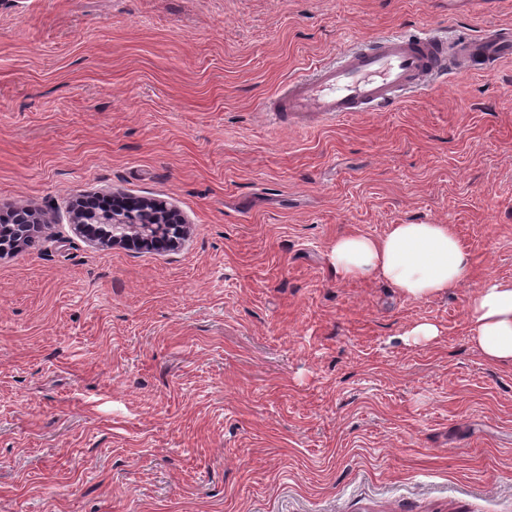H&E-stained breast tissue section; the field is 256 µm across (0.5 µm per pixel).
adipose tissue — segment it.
Listing matches in <instances>:
<instances>
[{
	"label": "adipose tissue",
	"instance_id": "obj_1",
	"mask_svg": "<svg viewBox=\"0 0 512 512\" xmlns=\"http://www.w3.org/2000/svg\"><path fill=\"white\" fill-rule=\"evenodd\" d=\"M330 264L346 280L379 277L405 297L446 293L469 274L472 256L449 224H393L380 237L337 235ZM470 338L490 363H512V279L487 280L469 301Z\"/></svg>",
	"mask_w": 512,
	"mask_h": 512
}]
</instances>
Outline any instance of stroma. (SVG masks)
Segmentation results:
<instances>
[{
    "mask_svg": "<svg viewBox=\"0 0 512 512\" xmlns=\"http://www.w3.org/2000/svg\"><path fill=\"white\" fill-rule=\"evenodd\" d=\"M490 27L512 0H0V209L50 219L0 258V512H512V364L468 329L512 278V60L261 109L359 40ZM114 191L185 244L75 234ZM410 223L452 225L469 277L412 300L331 267Z\"/></svg>",
    "mask_w": 512,
    "mask_h": 512,
    "instance_id": "35a3bbf8",
    "label": "stroma"
}]
</instances>
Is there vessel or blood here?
I'll use <instances>...</instances> for the list:
<instances>
[{
  "label": "vessel or blood",
  "mask_w": 512,
  "mask_h": 512,
  "mask_svg": "<svg viewBox=\"0 0 512 512\" xmlns=\"http://www.w3.org/2000/svg\"><path fill=\"white\" fill-rule=\"evenodd\" d=\"M474 62L477 70L492 72L497 63L512 59V34L487 29L458 44L428 37L397 34L367 40L344 51L332 64H322L290 80L274 104L277 112H378L398 103L407 92L446 76L455 58Z\"/></svg>",
  "instance_id": "1"
}]
</instances>
